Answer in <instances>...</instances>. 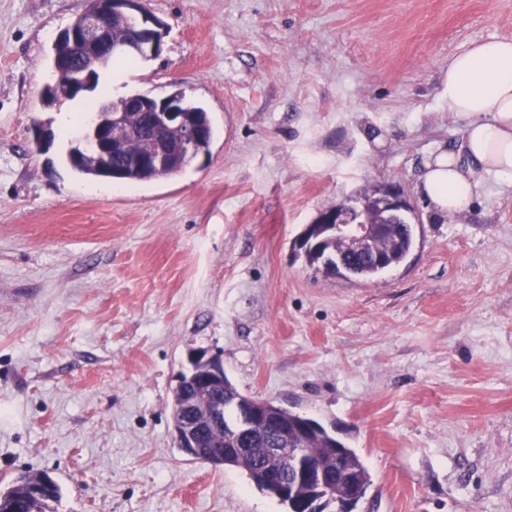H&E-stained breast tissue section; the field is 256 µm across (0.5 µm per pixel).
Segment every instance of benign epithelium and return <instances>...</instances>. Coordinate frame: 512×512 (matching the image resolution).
<instances>
[{"label":"benign epithelium","mask_w":512,"mask_h":512,"mask_svg":"<svg viewBox=\"0 0 512 512\" xmlns=\"http://www.w3.org/2000/svg\"><path fill=\"white\" fill-rule=\"evenodd\" d=\"M140 17L144 21L141 33L120 46L122 52L146 58L159 55L167 25L154 17L144 5V0H95L94 6L78 17V24L70 28L71 44L80 50L108 46L112 43V19ZM139 107L135 100L125 107L115 109L110 102L100 103L88 118L82 132L83 154L108 155L124 152L125 142L137 138V132L129 123L131 111ZM152 117L148 131L152 134V150L145 156H134L132 160L142 166L160 167L175 149L184 154L193 152V140L198 138L197 128L190 122L180 104L168 96L155 99L151 108ZM414 207L400 190L383 187L371 195V206L361 202L357 205L340 204L322 211L314 224L307 225L298 246L308 245L325 230L350 247L359 256L369 257L380 264L384 261L381 242L389 236L396 214L412 211ZM191 369L187 379L202 372L204 388L218 385L205 376V372L220 373L223 363L219 357L197 352L191 356ZM184 379H179L173 398V430L178 448L193 455L200 448L211 428L224 426V399L213 405L199 396H189L183 391ZM237 415L230 423L231 432L241 437L278 434L273 448L263 449L264 458L275 462L267 467L271 481L283 486V494L296 505L293 512H322L326 502L324 493L341 479L344 494L339 512H355L365 499L366 491L359 478L349 471L313 462L301 448L288 445V433H295L305 441L310 428L303 421L289 419L284 410L268 401L238 397L235 399Z\"/></svg>","instance_id":"7a95c632"}]
</instances>
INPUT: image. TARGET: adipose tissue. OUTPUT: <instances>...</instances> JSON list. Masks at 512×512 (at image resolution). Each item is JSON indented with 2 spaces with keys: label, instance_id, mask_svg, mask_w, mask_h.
Wrapping results in <instances>:
<instances>
[{
  "label": "adipose tissue",
  "instance_id": "ef3b65f1",
  "mask_svg": "<svg viewBox=\"0 0 512 512\" xmlns=\"http://www.w3.org/2000/svg\"><path fill=\"white\" fill-rule=\"evenodd\" d=\"M442 82L463 135L456 149L438 150L425 164L420 189L448 216L471 206L486 176L512 181V39L450 56Z\"/></svg>",
  "mask_w": 512,
  "mask_h": 512
}]
</instances>
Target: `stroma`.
<instances>
[{"instance_id": "35a3bbf8", "label": "stroma", "mask_w": 512, "mask_h": 512, "mask_svg": "<svg viewBox=\"0 0 512 512\" xmlns=\"http://www.w3.org/2000/svg\"><path fill=\"white\" fill-rule=\"evenodd\" d=\"M146 6L162 52L101 71L107 99L175 82L215 133L204 166L120 183L68 162L84 98L42 96L86 0H0V488L44 471L53 512H285L177 447L172 390L202 350L357 451L358 512H512V184L455 216L418 191L462 134L439 76L512 38V0ZM379 185L417 207L407 259L372 280L306 264V226Z\"/></svg>"}]
</instances>
